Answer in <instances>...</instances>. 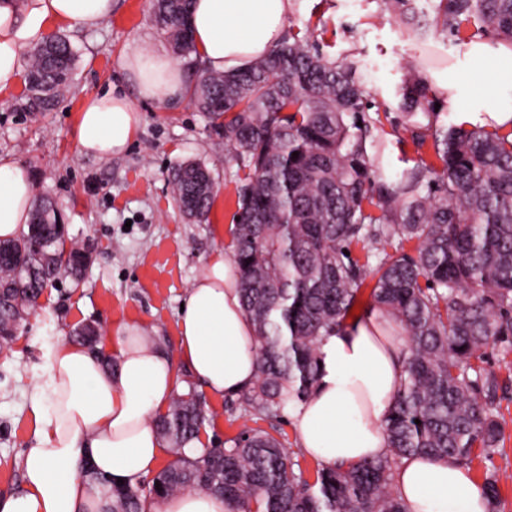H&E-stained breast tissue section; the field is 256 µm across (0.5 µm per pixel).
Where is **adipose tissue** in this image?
I'll return each instance as SVG.
<instances>
[{"label":"adipose tissue","mask_w":512,"mask_h":512,"mask_svg":"<svg viewBox=\"0 0 512 512\" xmlns=\"http://www.w3.org/2000/svg\"><path fill=\"white\" fill-rule=\"evenodd\" d=\"M294 0H192L195 49L217 72L248 67L282 37ZM112 15V0H0V90L14 85L25 49L54 25H90ZM138 97L159 104L180 95L185 74L154 46L122 61ZM433 92L447 99L459 124L512 129V49L488 39L469 43L451 68L426 70ZM141 121L127 95L88 98L77 116L80 152L108 159L126 152ZM31 176L0 159V239L30 222ZM180 357L213 396L232 395L257 377L254 329L240 301L233 256L216 254L189 289L178 320ZM117 365L63 342L48 355L46 389L31 410L34 443L22 457L24 488L0 497V512H108V491L81 479L91 465L107 483L135 487L155 472L165 448L154 420L176 387L172 358L139 326H123ZM313 392L291 411L298 445L324 464L384 454L385 416L401 388L405 345L387 316L369 312L323 337ZM393 484L405 512H488L482 489L465 466L425 455L403 459ZM146 512H237L223 497L185 492L149 501Z\"/></svg>","instance_id":"ef3b65f1"}]
</instances>
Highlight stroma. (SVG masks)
Returning <instances> with one entry per match:
<instances>
[{"label":"stroma","mask_w":512,"mask_h":512,"mask_svg":"<svg viewBox=\"0 0 512 512\" xmlns=\"http://www.w3.org/2000/svg\"><path fill=\"white\" fill-rule=\"evenodd\" d=\"M400 15L387 11L382 0H296L285 27L312 34L330 57L355 60L368 102L394 111L411 68L444 66L466 51L432 28L422 38L409 37ZM56 32L79 55L72 87L52 111L36 115L15 108L23 83L0 90V156L32 175L34 195L57 200L70 237L89 245L92 260L80 285L63 277L45 289L37 310L0 352V495L23 489L21 457L34 439L31 400L43 383L50 351L87 324L105 339L135 324L176 355L186 293L214 251L229 249L235 224L238 166L225 152L223 136L187 97L165 104L136 100L142 121L121 156L97 159L78 149L76 115L84 100L110 90L133 93L123 58L145 45L169 46L150 0H113L110 19ZM185 160L204 162L215 178L216 195L203 224L186 220L173 200L169 168ZM484 366L501 381L496 404L504 442L491 459L474 461L470 471L478 481L486 471L499 472V512H512V353L488 350ZM205 402L208 447H223L245 426L298 446L290 411L271 421L236 394L209 395Z\"/></svg>","instance_id":"stroma-1"}]
</instances>
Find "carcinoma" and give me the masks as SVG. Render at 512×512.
I'll use <instances>...</instances> for the list:
<instances>
[{"label":"carcinoma","instance_id":"cac0c4a2","mask_svg":"<svg viewBox=\"0 0 512 512\" xmlns=\"http://www.w3.org/2000/svg\"><path fill=\"white\" fill-rule=\"evenodd\" d=\"M161 31L192 73L187 95L238 164L232 229L242 304L258 341V375L241 401L268 419L302 402L319 374L322 337L341 329L367 276L370 309L398 326L408 356L402 387L385 419V454L348 466L318 464L314 483L297 453L269 432L246 427L222 448L194 456L185 446L208 421L194 388L178 393L157 420L176 458L136 487L112 486L110 512L186 491L219 494L241 512H405L393 487L402 460L417 454L469 465L499 448L497 375L474 361L493 346L512 352V139L475 125L446 126L437 98L415 70L399 109L416 152L393 173L380 119L352 60L333 59L307 33L288 32L262 59L213 73L194 57L190 0H151ZM512 47V0H438L434 18H406ZM74 49L63 35L30 52L27 95L17 107L46 112L72 80ZM298 157H293V153ZM179 211L208 220L210 170L172 168ZM362 246L364 260L344 251ZM413 245L412 251L406 245ZM17 259L0 260V350L38 306L56 276L79 286L89 250L58 224L57 202L32 206L27 231L0 240ZM420 423H415V420ZM499 476L482 490L496 512Z\"/></svg>","mask_w":512,"mask_h":512}]
</instances>
